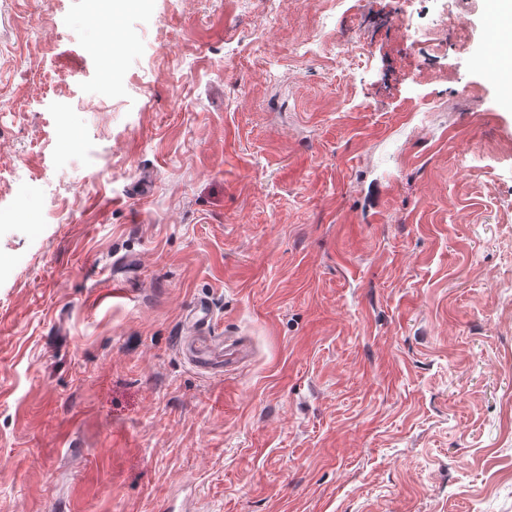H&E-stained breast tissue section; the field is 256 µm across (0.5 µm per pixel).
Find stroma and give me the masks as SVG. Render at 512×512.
<instances>
[{"mask_svg":"<svg viewBox=\"0 0 512 512\" xmlns=\"http://www.w3.org/2000/svg\"><path fill=\"white\" fill-rule=\"evenodd\" d=\"M401 8L0 0V512H512V102ZM187 339L188 336H181L180 346L182 352L185 353L189 359L209 371L222 372L230 358L232 360L240 359L239 353L233 342H230L226 338H224V360H219L215 350L209 346L202 344L195 345L193 343L190 346H186Z\"/></svg>","mask_w":512,"mask_h":512,"instance_id":"obj_1","label":"stroma"}]
</instances>
